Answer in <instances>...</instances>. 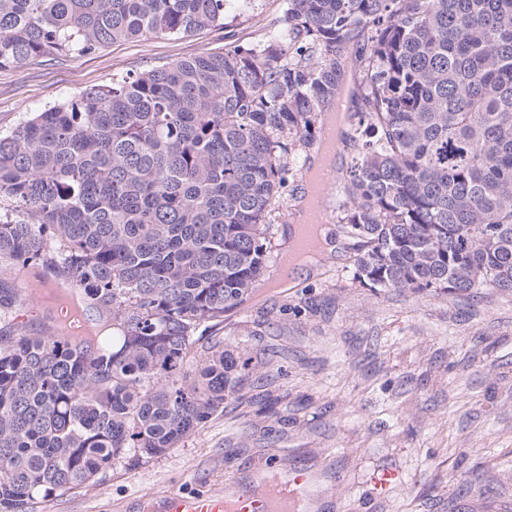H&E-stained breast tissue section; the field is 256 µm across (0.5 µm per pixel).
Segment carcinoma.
<instances>
[{
	"instance_id": "cac0c4a2",
	"label": "carcinoma",
	"mask_w": 512,
	"mask_h": 512,
	"mask_svg": "<svg viewBox=\"0 0 512 512\" xmlns=\"http://www.w3.org/2000/svg\"><path fill=\"white\" fill-rule=\"evenodd\" d=\"M227 0H0V70L224 28ZM363 103L337 222L353 277L413 295L512 291V0H285L255 43L155 65L0 134V267L35 262L112 315L95 344L27 336L0 281V512L135 467L249 379L207 323L265 275L354 34Z\"/></svg>"
}]
</instances>
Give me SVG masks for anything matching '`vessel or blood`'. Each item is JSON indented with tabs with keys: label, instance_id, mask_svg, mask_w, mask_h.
<instances>
[{
	"label": "vessel or blood",
	"instance_id": "b4317fda",
	"mask_svg": "<svg viewBox=\"0 0 512 512\" xmlns=\"http://www.w3.org/2000/svg\"><path fill=\"white\" fill-rule=\"evenodd\" d=\"M309 480L303 467L286 474L274 488L232 485L221 494L168 495L158 512H291L298 492Z\"/></svg>",
	"mask_w": 512,
	"mask_h": 512
}]
</instances>
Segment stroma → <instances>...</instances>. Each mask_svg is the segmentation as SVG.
<instances>
[{
  "mask_svg": "<svg viewBox=\"0 0 512 512\" xmlns=\"http://www.w3.org/2000/svg\"><path fill=\"white\" fill-rule=\"evenodd\" d=\"M283 0L229 10L189 37L117 42L84 56L0 70V134L46 105L130 72L223 51L272 30ZM278 263L217 332L252 360L244 389L150 462L115 461L41 512H146V499L247 485L297 465L314 481L296 512H512V291L415 296L374 292L352 258L325 255L314 276L275 286ZM20 289L21 331L109 335L110 316L35 265L0 276ZM394 470L386 491L376 470Z\"/></svg>",
  "mask_w": 512,
  "mask_h": 512,
  "instance_id": "obj_1",
  "label": "stroma"
}]
</instances>
